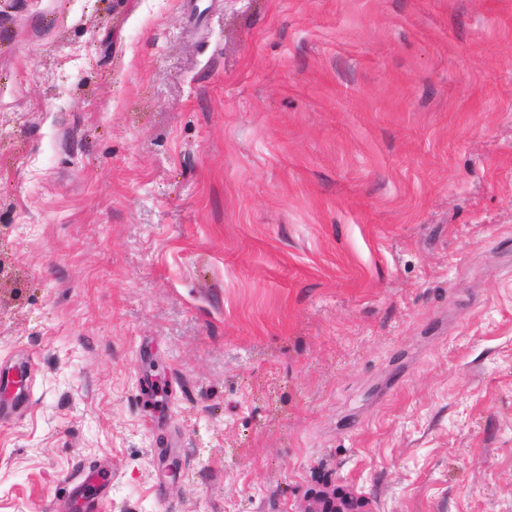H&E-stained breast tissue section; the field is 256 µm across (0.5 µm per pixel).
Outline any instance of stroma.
I'll return each mask as SVG.
<instances>
[{"label":"stroma","instance_id":"35a3bbf8","mask_svg":"<svg viewBox=\"0 0 512 512\" xmlns=\"http://www.w3.org/2000/svg\"><path fill=\"white\" fill-rule=\"evenodd\" d=\"M0 512H512V0H0ZM315 508L307 512H372L370 501L364 496H356L337 488L332 493L316 496Z\"/></svg>","mask_w":512,"mask_h":512}]
</instances>
